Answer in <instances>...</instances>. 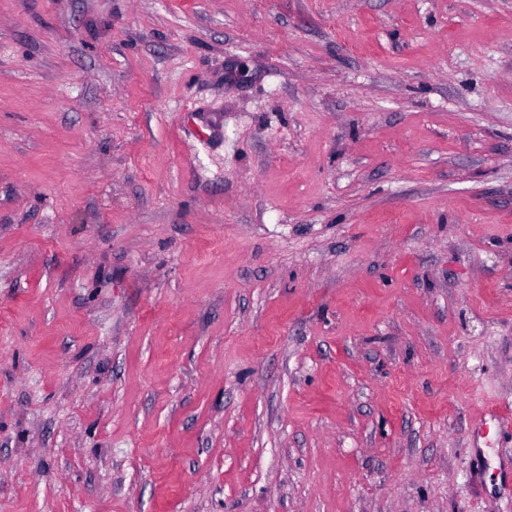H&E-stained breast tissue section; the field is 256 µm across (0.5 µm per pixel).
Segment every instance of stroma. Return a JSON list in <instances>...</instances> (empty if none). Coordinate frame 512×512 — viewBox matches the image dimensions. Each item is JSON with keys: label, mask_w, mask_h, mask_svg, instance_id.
I'll return each mask as SVG.
<instances>
[{"label": "stroma", "mask_w": 512, "mask_h": 512, "mask_svg": "<svg viewBox=\"0 0 512 512\" xmlns=\"http://www.w3.org/2000/svg\"><path fill=\"white\" fill-rule=\"evenodd\" d=\"M512 0H0V512H512Z\"/></svg>", "instance_id": "1"}]
</instances>
